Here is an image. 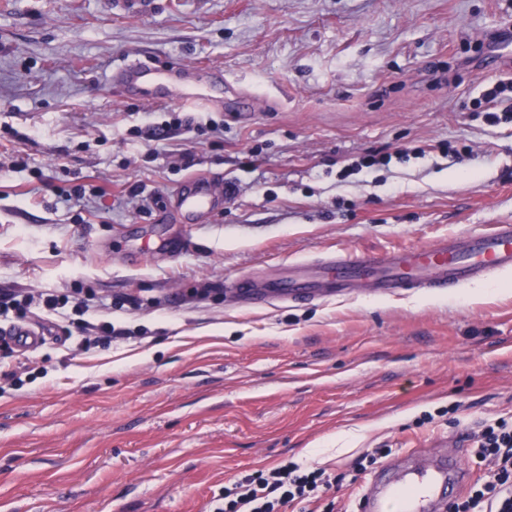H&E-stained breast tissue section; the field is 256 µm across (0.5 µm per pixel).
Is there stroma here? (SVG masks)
Here are the masks:
<instances>
[{
	"mask_svg": "<svg viewBox=\"0 0 512 512\" xmlns=\"http://www.w3.org/2000/svg\"><path fill=\"white\" fill-rule=\"evenodd\" d=\"M498 29L512 0H0V296L28 303L0 322V512H214L287 461L340 478L312 512H356L381 445L396 468L448 454L482 476L464 435L512 417V272L265 306L228 287L512 224V123L474 107L512 79ZM135 60L222 69L259 105L123 97L108 77ZM176 114L224 132L143 136ZM369 153L390 161L352 170ZM197 173L232 193L172 223ZM156 237L173 252L139 257ZM43 293L89 309L58 321ZM14 325L48 337L25 349Z\"/></svg>",
	"mask_w": 512,
	"mask_h": 512,
	"instance_id": "35a3bbf8",
	"label": "stroma"
}]
</instances>
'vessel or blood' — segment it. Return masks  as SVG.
<instances>
[{"mask_svg": "<svg viewBox=\"0 0 512 512\" xmlns=\"http://www.w3.org/2000/svg\"><path fill=\"white\" fill-rule=\"evenodd\" d=\"M111 81L127 97L217 112L223 111L224 91L230 86L220 69H161L141 61L116 69ZM223 202V179L194 176L182 185L171 206L190 223L217 211ZM511 271L512 224H497L425 247L383 254L341 251L312 262H295L265 279L241 277L231 289L253 304L299 303L360 290L378 296L410 289L446 293ZM469 478V470L456 457L431 469L397 472L383 467L364 481L359 512H430L436 499L454 501L458 488Z\"/></svg>", "mask_w": 512, "mask_h": 512, "instance_id": "obj_1", "label": "vessel or blood"}]
</instances>
